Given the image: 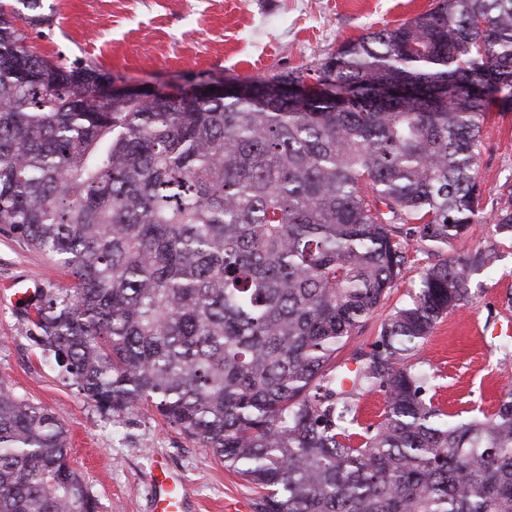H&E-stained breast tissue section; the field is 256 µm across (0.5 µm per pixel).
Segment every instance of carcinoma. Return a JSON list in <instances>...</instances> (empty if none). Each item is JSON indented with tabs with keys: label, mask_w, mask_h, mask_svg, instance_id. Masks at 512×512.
<instances>
[{
	"label": "carcinoma",
	"mask_w": 512,
	"mask_h": 512,
	"mask_svg": "<svg viewBox=\"0 0 512 512\" xmlns=\"http://www.w3.org/2000/svg\"><path fill=\"white\" fill-rule=\"evenodd\" d=\"M42 0H0V224L72 279L28 322L102 412L155 408L261 490L253 512H512V392L452 421L406 364L471 297L485 112L512 106V0H434L322 59L315 93L127 98L32 52ZM418 97L382 103L380 89ZM512 238V190L495 215ZM438 256L336 364L399 278ZM385 392L360 432L354 399ZM0 512H96L53 412L0 381ZM416 248V245L410 246L409 257L402 274L373 316L365 323L360 332L355 334L353 341L347 348L336 357V364L343 366V360L349 356L355 345L372 343L380 332L382 322L397 308L408 303L411 296L418 292L422 273L427 267L436 262V258L433 255L415 251Z\"/></svg>",
	"instance_id": "obj_1"
}]
</instances>
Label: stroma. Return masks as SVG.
I'll return each instance as SVG.
<instances>
[{
    "instance_id": "obj_1",
    "label": "stroma",
    "mask_w": 512,
    "mask_h": 512,
    "mask_svg": "<svg viewBox=\"0 0 512 512\" xmlns=\"http://www.w3.org/2000/svg\"><path fill=\"white\" fill-rule=\"evenodd\" d=\"M433 0H45L52 22L29 30L36 53L63 63L94 62L125 83L175 93L203 79L264 80L303 72L340 44L429 9ZM478 183L483 223L454 240L463 258L494 234L502 194L512 189V111L485 120ZM434 256L410 251L402 274L354 337L368 344L408 303ZM40 278L69 287L70 278L42 252L0 225V286ZM465 307L439 320L409 358L427 375V393L467 419L494 411L512 390V242L498 243L489 271L473 275ZM21 309L0 301V379L66 425L69 460L96 499L98 512H151L150 480L163 459L190 482L198 512H224L227 500L257 491L226 470L212 451L144 409L106 414L87 400L35 339Z\"/></svg>"
}]
</instances>
